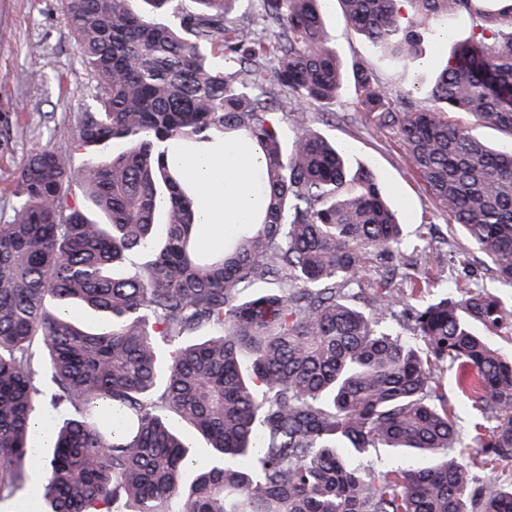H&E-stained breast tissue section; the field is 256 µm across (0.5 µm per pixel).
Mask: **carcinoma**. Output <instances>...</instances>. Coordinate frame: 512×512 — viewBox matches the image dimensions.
Returning a JSON list of instances; mask_svg holds the SVG:
<instances>
[{
	"label": "carcinoma",
	"instance_id": "obj_1",
	"mask_svg": "<svg viewBox=\"0 0 512 512\" xmlns=\"http://www.w3.org/2000/svg\"><path fill=\"white\" fill-rule=\"evenodd\" d=\"M64 0L98 106L77 113L80 169L35 149L17 176L19 208L0 223V501L22 497L26 463L45 472L35 512H512V306L481 289L409 314L423 348L390 326L402 224L374 176L336 143L288 135L278 98L331 110L345 78L321 0ZM350 24L408 65L435 28L466 16L425 105L390 99L355 66L361 111L396 130L410 167L468 244L512 283V144L494 149L449 120L467 112L512 137V0H338ZM261 159L254 223L199 250L190 188L172 162L215 140ZM119 140L127 148L107 154ZM108 217L68 204L74 181ZM149 256L122 276L128 252ZM375 306H355L369 268ZM411 291L429 287L409 264ZM207 330L208 337L192 336ZM478 422L468 464L442 367ZM67 415L45 456L28 443L42 404ZM175 415L208 442L195 457ZM369 448L434 464L353 466Z\"/></svg>",
	"mask_w": 512,
	"mask_h": 512
}]
</instances>
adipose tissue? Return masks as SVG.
<instances>
[{
    "label": "adipose tissue",
    "instance_id": "obj_1",
    "mask_svg": "<svg viewBox=\"0 0 512 512\" xmlns=\"http://www.w3.org/2000/svg\"><path fill=\"white\" fill-rule=\"evenodd\" d=\"M184 179L195 188L204 248H218L232 227L245 223L257 206L260 162L253 148L225 144L206 154L179 159Z\"/></svg>",
    "mask_w": 512,
    "mask_h": 512
}]
</instances>
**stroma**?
Wrapping results in <instances>:
<instances>
[{
    "instance_id": "1",
    "label": "stroma",
    "mask_w": 512,
    "mask_h": 512,
    "mask_svg": "<svg viewBox=\"0 0 512 512\" xmlns=\"http://www.w3.org/2000/svg\"><path fill=\"white\" fill-rule=\"evenodd\" d=\"M324 20L328 46L344 72H351L354 64H366L392 96L408 92L420 104L426 102L439 67L471 36L469 21L456 20L447 42L424 41L420 59L403 67L354 31L335 0H327ZM95 100V86L79 61L63 0H0V222L14 215L17 171L32 150L65 149L75 164L83 163L88 151L74 141L71 126L76 113ZM285 120L292 127L312 125L346 147L352 168L375 174L397 206L409 247L430 256L433 286L423 293V300H435L464 281L512 302V285L498 280L486 257L469 250L461 232L450 227L447 213L436 206L425 183L409 167L398 135L363 118L353 80L345 82L344 101L335 118L306 106L289 111ZM462 251L468 254L469 266L458 262Z\"/></svg>"
}]
</instances>
